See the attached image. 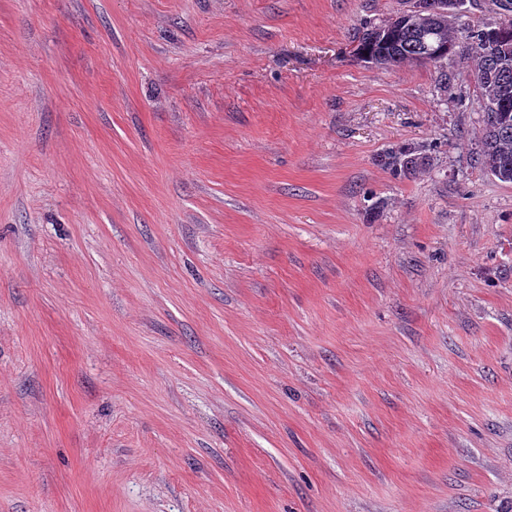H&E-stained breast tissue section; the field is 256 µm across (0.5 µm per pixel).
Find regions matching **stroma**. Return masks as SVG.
<instances>
[{
	"instance_id": "1",
	"label": "stroma",
	"mask_w": 512,
	"mask_h": 512,
	"mask_svg": "<svg viewBox=\"0 0 512 512\" xmlns=\"http://www.w3.org/2000/svg\"><path fill=\"white\" fill-rule=\"evenodd\" d=\"M410 6L0 0V512H512L474 63L353 56ZM429 156L415 144L392 148L382 157L383 164L395 175L409 177L429 165Z\"/></svg>"
}]
</instances>
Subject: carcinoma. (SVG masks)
Returning <instances> with one entry per match:
<instances>
[{
  "mask_svg": "<svg viewBox=\"0 0 512 512\" xmlns=\"http://www.w3.org/2000/svg\"><path fill=\"white\" fill-rule=\"evenodd\" d=\"M493 5L503 19L475 26L445 11L442 0H433L416 23L365 27L357 36L356 54H368L384 66L413 60L437 64L458 53L473 58L474 75L486 77L478 87L486 106L477 160L498 180L512 182V111H499L504 100L512 106V0H493ZM382 162L394 174L409 177L429 165V156L403 144L384 154Z\"/></svg>",
  "mask_w": 512,
  "mask_h": 512,
  "instance_id": "1",
  "label": "carcinoma"
}]
</instances>
